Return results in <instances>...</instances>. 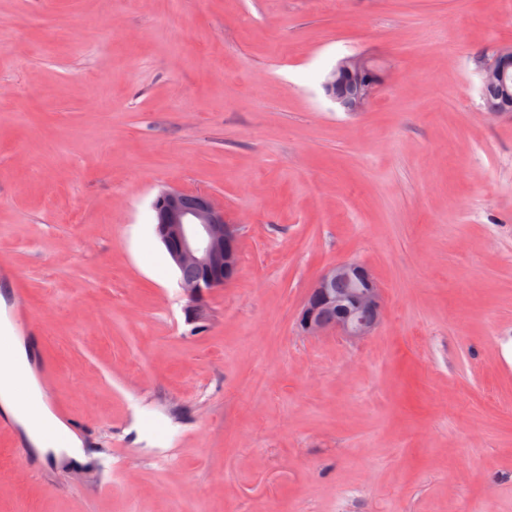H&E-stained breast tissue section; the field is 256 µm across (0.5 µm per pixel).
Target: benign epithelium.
Returning <instances> with one entry per match:
<instances>
[{
  "instance_id": "obj_1",
  "label": "benign epithelium",
  "mask_w": 512,
  "mask_h": 512,
  "mask_svg": "<svg viewBox=\"0 0 512 512\" xmlns=\"http://www.w3.org/2000/svg\"><path fill=\"white\" fill-rule=\"evenodd\" d=\"M511 66L512 50L502 48L486 59L484 71L491 79H501ZM348 75L356 79L357 111L362 112L376 96L384 75L375 71L367 55L342 60L332 74L333 81L340 82ZM153 209L155 231L174 264L199 271L197 277L181 281L190 298L201 300L236 281L240 272L238 227L212 196L165 188L154 200ZM340 281L351 287L337 292ZM384 315L382 288L372 270L360 263L339 261L325 268L315 281L297 314V325L305 336L334 332L360 341L374 332Z\"/></svg>"
}]
</instances>
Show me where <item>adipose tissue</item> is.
Instances as JSON below:
<instances>
[{
	"mask_svg": "<svg viewBox=\"0 0 512 512\" xmlns=\"http://www.w3.org/2000/svg\"><path fill=\"white\" fill-rule=\"evenodd\" d=\"M3 355L14 361L25 385L15 388L9 377L0 373V412L20 423L27 439L36 448L55 447L58 436L62 435L67 441L66 452L77 460H84L81 440L44 408L40 389L32 375L27 346L15 335L11 324L1 319L0 356Z\"/></svg>",
	"mask_w": 512,
	"mask_h": 512,
	"instance_id": "1",
	"label": "adipose tissue"
}]
</instances>
